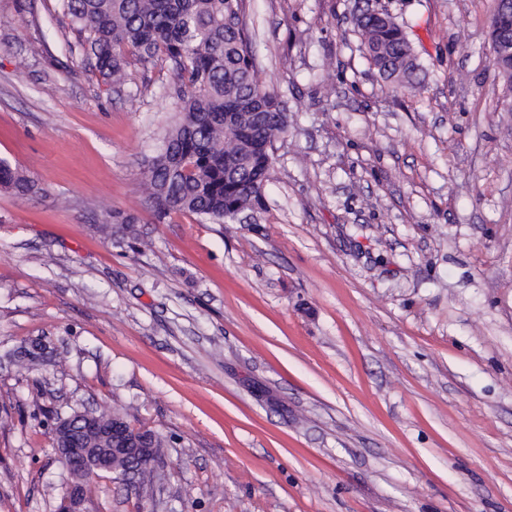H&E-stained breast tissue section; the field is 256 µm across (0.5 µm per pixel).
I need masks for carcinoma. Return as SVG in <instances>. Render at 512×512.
Listing matches in <instances>:
<instances>
[{
  "instance_id": "obj_1",
  "label": "carcinoma",
  "mask_w": 512,
  "mask_h": 512,
  "mask_svg": "<svg viewBox=\"0 0 512 512\" xmlns=\"http://www.w3.org/2000/svg\"><path fill=\"white\" fill-rule=\"evenodd\" d=\"M248 0H56L102 83H124L128 69L173 72L175 118L143 173L160 220L189 217L198 224L233 222L241 209L264 204L271 170L266 153L288 132V112L260 69L246 28ZM365 54L392 84L411 83L418 70L410 41L387 14L355 18ZM0 190L20 199L41 188L0 159ZM139 218L114 209L101 230L130 248L141 241ZM34 341L8 352L40 367Z\"/></svg>"
}]
</instances>
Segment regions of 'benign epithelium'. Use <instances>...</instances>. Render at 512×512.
I'll list each match as a JSON object with an SVG mask.
<instances>
[{
    "label": "benign epithelium",
    "instance_id": "1",
    "mask_svg": "<svg viewBox=\"0 0 512 512\" xmlns=\"http://www.w3.org/2000/svg\"><path fill=\"white\" fill-rule=\"evenodd\" d=\"M491 57L497 62L503 58L512 59V40L496 26L490 28ZM139 429L127 424L119 413L106 417L89 412L79 424L68 421L56 426L52 443L59 461L69 473L78 476V482L69 484L62 497L58 512H86L82 487L84 483L101 472H114V456L128 457V464L122 475L126 485L141 491L145 474L141 462L159 460L161 449L145 448Z\"/></svg>",
    "mask_w": 512,
    "mask_h": 512
}]
</instances>
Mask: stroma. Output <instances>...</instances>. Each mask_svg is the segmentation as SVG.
I'll return each mask as SVG.
<instances>
[{
	"mask_svg": "<svg viewBox=\"0 0 512 512\" xmlns=\"http://www.w3.org/2000/svg\"><path fill=\"white\" fill-rule=\"evenodd\" d=\"M0 0V512H55L57 413L165 440L144 493L89 512H512V90L494 0H250L288 110L264 209L160 220L141 182L170 71L105 90L55 0ZM387 10L419 63L393 90L354 18ZM136 214L135 253L98 230ZM41 338L57 366L6 351ZM0 190L20 199L30 198L41 192L35 181L5 159H0Z\"/></svg>",
	"mask_w": 512,
	"mask_h": 512,
	"instance_id": "1",
	"label": "stroma"
}]
</instances>
